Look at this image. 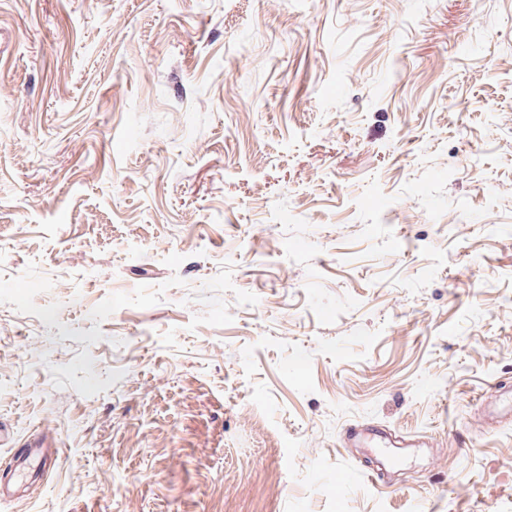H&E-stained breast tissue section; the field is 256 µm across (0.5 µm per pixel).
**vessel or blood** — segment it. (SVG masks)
I'll list each match as a JSON object with an SVG mask.
<instances>
[{"label":"vessel or blood","instance_id":"obj_1","mask_svg":"<svg viewBox=\"0 0 512 512\" xmlns=\"http://www.w3.org/2000/svg\"><path fill=\"white\" fill-rule=\"evenodd\" d=\"M346 447L357 448L366 455H381L394 448L400 454H409L411 449L425 447V438L406 432L382 433L376 426L353 423L344 430ZM61 454L54 442L34 439L24 447L12 449L8 461L0 464V499L12 498L16 489L39 478L48 476L59 465Z\"/></svg>","mask_w":512,"mask_h":512}]
</instances>
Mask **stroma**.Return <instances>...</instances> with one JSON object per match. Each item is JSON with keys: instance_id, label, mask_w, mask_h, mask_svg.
<instances>
[{"instance_id": "obj_1", "label": "stroma", "mask_w": 512, "mask_h": 512, "mask_svg": "<svg viewBox=\"0 0 512 512\" xmlns=\"http://www.w3.org/2000/svg\"><path fill=\"white\" fill-rule=\"evenodd\" d=\"M508 402L512 0H0V512H512ZM345 448H360L365 455H381L387 448H396L401 455L410 454L412 448H423L428 442L425 438L406 432L382 433L376 426L365 423H353L344 430ZM23 447L11 449L9 460L1 463V500L13 498L16 489L23 484H30L42 476L46 478L60 463V450L50 440L33 439Z\"/></svg>"}]
</instances>
